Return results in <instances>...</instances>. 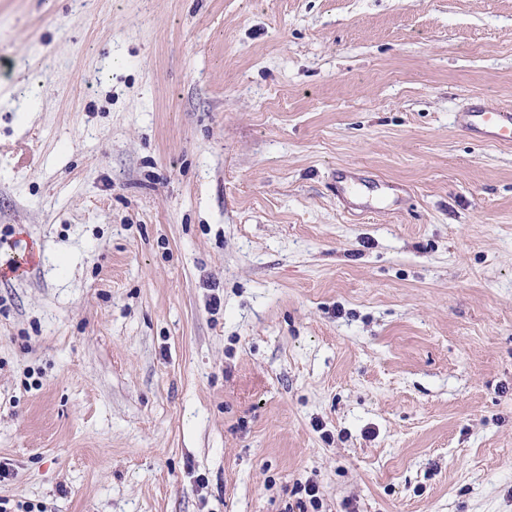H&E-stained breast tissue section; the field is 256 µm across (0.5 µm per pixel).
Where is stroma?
Returning a JSON list of instances; mask_svg holds the SVG:
<instances>
[{
  "label": "stroma",
  "instance_id": "1",
  "mask_svg": "<svg viewBox=\"0 0 512 512\" xmlns=\"http://www.w3.org/2000/svg\"><path fill=\"white\" fill-rule=\"evenodd\" d=\"M475 104L512 0H0V498L512 512Z\"/></svg>",
  "mask_w": 512,
  "mask_h": 512
}]
</instances>
